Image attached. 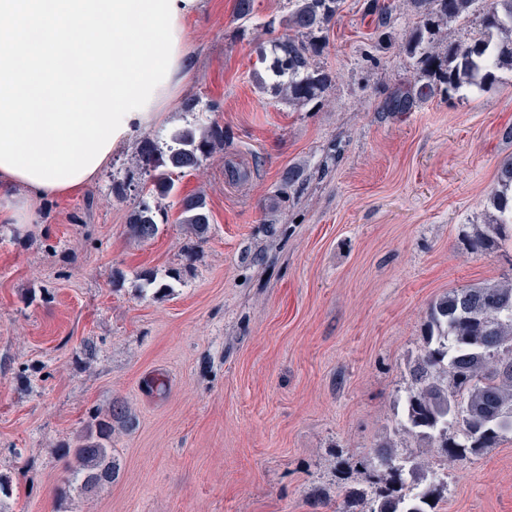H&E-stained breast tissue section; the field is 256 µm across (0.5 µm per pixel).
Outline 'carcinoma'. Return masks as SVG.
<instances>
[{
	"instance_id": "obj_1",
	"label": "carcinoma",
	"mask_w": 512,
	"mask_h": 512,
	"mask_svg": "<svg viewBox=\"0 0 512 512\" xmlns=\"http://www.w3.org/2000/svg\"><path fill=\"white\" fill-rule=\"evenodd\" d=\"M419 18L412 38L402 44L430 77L421 84H401L385 100L386 112H412L440 93L452 100L466 87L481 88L495 80V72L512 70V0H408ZM483 3L479 13L474 5ZM346 0H289L292 9L283 25L286 33L269 40L270 50L260 60L268 63L271 83H259L288 99L305 105L325 90V78L313 59L325 44V33L344 10ZM376 16L379 37L391 39L392 6L373 0L368 6ZM474 28L467 42L448 43L445 51L435 44L440 26L470 21ZM167 170L152 176L142 188L143 197L127 224L128 235L138 242L153 239L159 224L150 199L168 195L175 187L173 175L199 165L224 142L219 126L197 134L180 129L171 136ZM492 215L475 233L471 246L490 252L512 242V160L503 164L489 197ZM179 223L204 239L211 215L206 198L189 194L181 201ZM424 351L409 370L411 385L403 406V428L427 448H438L445 459L459 463L498 445L512 432V371L502 370L512 361V283L455 289L435 301L425 328ZM131 424L125 403L112 401L91 422L78 440L64 447L67 477L60 494L88 495L114 482L119 468L112 456V434ZM457 426L458 434L448 435ZM370 492L346 489L343 495L370 497L369 512H437L439 489L429 485L407 498L396 487L404 486V472L419 469L414 458H404L389 444L376 450Z\"/></svg>"
}]
</instances>
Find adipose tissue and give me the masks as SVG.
Masks as SVG:
<instances>
[{
	"label": "adipose tissue",
	"mask_w": 512,
	"mask_h": 512,
	"mask_svg": "<svg viewBox=\"0 0 512 512\" xmlns=\"http://www.w3.org/2000/svg\"><path fill=\"white\" fill-rule=\"evenodd\" d=\"M184 45H177L175 61L167 83L157 87L148 110L133 114L127 121L129 130L147 127L158 112L173 101L183 80ZM93 173L82 175L76 182L66 185H42L0 167V224H36L43 205L54 199L70 197L91 184Z\"/></svg>",
	"instance_id": "1"
}]
</instances>
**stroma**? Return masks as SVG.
I'll use <instances>...</instances> for the list:
<instances>
[{
	"label": "stroma",
	"instance_id": "35a3bbf8",
	"mask_svg": "<svg viewBox=\"0 0 512 512\" xmlns=\"http://www.w3.org/2000/svg\"><path fill=\"white\" fill-rule=\"evenodd\" d=\"M367 3L347 0L314 59L325 90L299 107L258 88L288 0H254L246 22L236 0H200L176 102L40 223L0 224V512H368L342 492L367 488L384 442L438 473L439 512H512L511 434L452 465L400 427L431 304L512 278L511 245H468L512 160V71L384 111L415 74L416 19L394 0L386 41ZM210 125L223 149L156 199L154 239H130L172 133ZM194 193L212 219L192 250L177 217ZM116 398L134 420L112 436L117 480L57 496L59 448Z\"/></svg>",
	"mask_w": 512,
	"mask_h": 512
}]
</instances>
